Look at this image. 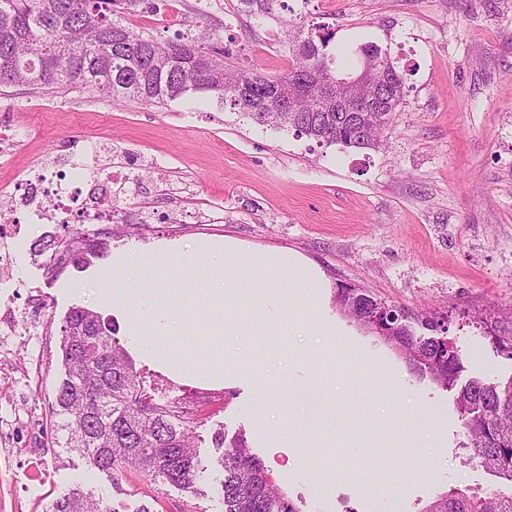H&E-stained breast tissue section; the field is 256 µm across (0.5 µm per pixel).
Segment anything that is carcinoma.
<instances>
[{
  "label": "carcinoma",
  "mask_w": 512,
  "mask_h": 512,
  "mask_svg": "<svg viewBox=\"0 0 512 512\" xmlns=\"http://www.w3.org/2000/svg\"><path fill=\"white\" fill-rule=\"evenodd\" d=\"M168 0H0V86L37 89L80 86L113 100L137 98L166 104L193 90L216 93L259 126L292 131L322 145L375 149L405 101L404 75L388 51L368 41L358 51L385 73V106L360 103V123L326 108L323 89L336 84L332 34L294 38L284 47L295 58L277 76L240 68L218 33L161 42L130 27L128 17L158 13ZM235 9L261 24L291 11L288 0H236ZM112 41V52L99 51ZM344 312L403 355L409 369L448 390L465 371L458 346L444 336L445 321L430 316L424 327L440 336H419L400 310L357 288L337 289ZM112 323L75 308L65 318L61 354L66 377L51 403L55 444H63L106 473L113 484L131 472L161 490L202 494L205 466L197 450L204 419L179 415L178 399L140 386L142 370L111 337ZM471 460L498 479L482 495L451 489L425 512H512V380L495 385L472 377L456 400ZM219 465L222 512H301L276 485L261 457L242 436L226 440ZM46 512H112V506L76 487L52 500Z\"/></svg>",
  "instance_id": "1"
}]
</instances>
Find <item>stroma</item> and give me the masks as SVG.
Segmentation results:
<instances>
[{
  "label": "stroma",
  "instance_id": "obj_1",
  "mask_svg": "<svg viewBox=\"0 0 512 512\" xmlns=\"http://www.w3.org/2000/svg\"><path fill=\"white\" fill-rule=\"evenodd\" d=\"M300 21L255 25L228 0H168L160 13L130 17L159 40L188 33L205 13L241 65L284 73L285 36L326 24L333 48L389 46L408 96L379 149L320 146L263 128L197 92L166 105L118 102L82 89L0 95V134L17 146L0 158V215L19 217L0 239V512H44L74 486L114 512H172L186 496L155 492L129 475L120 486L78 454L53 446L50 407L65 376L62 326L75 307L114 319L113 340L137 367L211 391L199 428L206 467L201 512H222L212 436L243 434L301 512H423L457 488L479 494L495 478L468 463L455 394L413 375L405 361L336 306L339 287L366 289L410 316L433 310L462 351L468 375L512 379V0H295ZM133 166L127 196L144 224L114 223L103 257L47 275L43 247L66 234L12 210L22 179L44 164L69 172L89 145ZM232 239L257 252L300 255L319 273L311 298L265 277L244 276L232 305L260 335V369H225L220 383L196 377L200 358L219 361L228 336L199 337L218 313L198 297L202 267L168 291L189 300L192 333L169 342L176 373L144 358L134 342L135 304L158 288L154 271L117 281L116 256L167 242L191 249Z\"/></svg>",
  "mask_w": 512,
  "mask_h": 512
}]
</instances>
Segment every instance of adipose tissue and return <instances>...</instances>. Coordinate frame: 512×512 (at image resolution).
<instances>
[{
    "mask_svg": "<svg viewBox=\"0 0 512 512\" xmlns=\"http://www.w3.org/2000/svg\"><path fill=\"white\" fill-rule=\"evenodd\" d=\"M156 263L162 276L168 278L176 276L188 265L203 267L207 272L204 291L209 295H223L225 288L232 282L258 268L280 275L283 281L294 288H312L317 281L314 270L300 257L288 253H271L260 259L234 241L221 245H200L190 253L180 247L169 246L158 252ZM136 319L152 328L151 334L137 337L143 354L151 357L162 353L155 342L156 337L178 335L184 327L180 309L163 292L145 301L138 308Z\"/></svg>",
    "mask_w": 512,
    "mask_h": 512,
    "instance_id": "1",
    "label": "adipose tissue"
}]
</instances>
